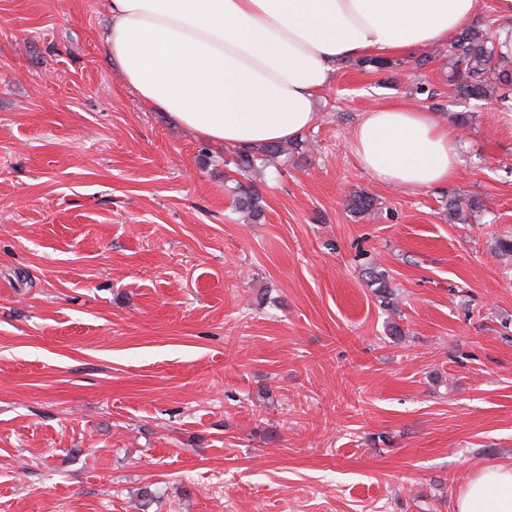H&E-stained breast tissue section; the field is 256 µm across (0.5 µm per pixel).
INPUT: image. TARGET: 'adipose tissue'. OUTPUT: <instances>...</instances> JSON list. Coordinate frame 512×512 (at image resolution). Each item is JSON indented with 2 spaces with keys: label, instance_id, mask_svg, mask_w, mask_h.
<instances>
[{
  "label": "adipose tissue",
  "instance_id": "obj_1",
  "mask_svg": "<svg viewBox=\"0 0 512 512\" xmlns=\"http://www.w3.org/2000/svg\"><path fill=\"white\" fill-rule=\"evenodd\" d=\"M475 0H107L105 36L125 84L198 137L237 149L302 137L341 63L447 45ZM460 135L435 112L390 103L352 131L360 166L407 189L445 186ZM456 512H512V466L480 469Z\"/></svg>",
  "mask_w": 512,
  "mask_h": 512
}]
</instances>
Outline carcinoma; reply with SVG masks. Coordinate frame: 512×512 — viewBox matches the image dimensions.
<instances>
[{
	"label": "carcinoma",
	"instance_id": "carcinoma-1",
	"mask_svg": "<svg viewBox=\"0 0 512 512\" xmlns=\"http://www.w3.org/2000/svg\"><path fill=\"white\" fill-rule=\"evenodd\" d=\"M444 57L450 65V78L456 85L458 95L475 102L477 105L485 101L506 106L509 97L495 95L496 87L505 81L512 72L507 58L499 55L492 39L486 36L479 27L469 28L443 47ZM288 153V147L281 144L265 145L253 150L237 151L232 158L224 161V165L240 173L252 172L264 166L270 159ZM235 203L239 208L249 211L255 218L263 214L262 197L252 188L240 185L236 188ZM348 206L358 212L365 213L374 207V200L362 193H354L348 199ZM375 295L380 304L396 308V295L386 276L375 274L372 279Z\"/></svg>",
	"mask_w": 512,
	"mask_h": 512
}]
</instances>
